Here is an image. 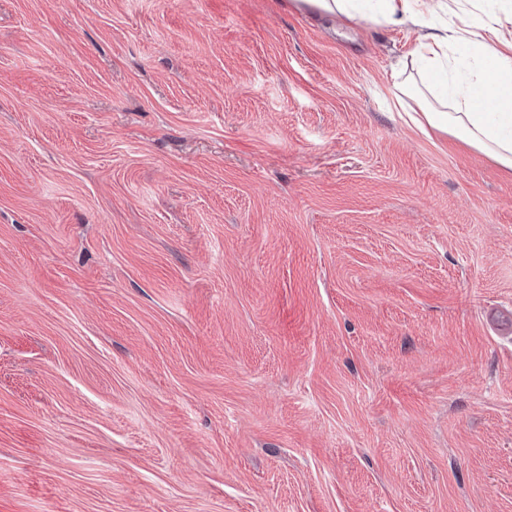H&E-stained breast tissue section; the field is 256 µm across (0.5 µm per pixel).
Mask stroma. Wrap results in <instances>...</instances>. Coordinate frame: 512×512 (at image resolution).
<instances>
[{"label":"stroma","mask_w":512,"mask_h":512,"mask_svg":"<svg viewBox=\"0 0 512 512\" xmlns=\"http://www.w3.org/2000/svg\"><path fill=\"white\" fill-rule=\"evenodd\" d=\"M415 45L0 0V512H512V172Z\"/></svg>","instance_id":"35a3bbf8"}]
</instances>
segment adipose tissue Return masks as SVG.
<instances>
[{"label":"adipose tissue","mask_w":512,"mask_h":512,"mask_svg":"<svg viewBox=\"0 0 512 512\" xmlns=\"http://www.w3.org/2000/svg\"><path fill=\"white\" fill-rule=\"evenodd\" d=\"M301 12L342 18L354 24H422L447 13L449 21L420 34L414 50L420 86L407 85L406 97L428 92L447 111L420 106L412 122L454 137L512 171V39L503 28L459 20L448 0H290Z\"/></svg>","instance_id":"adipose-tissue-1"}]
</instances>
